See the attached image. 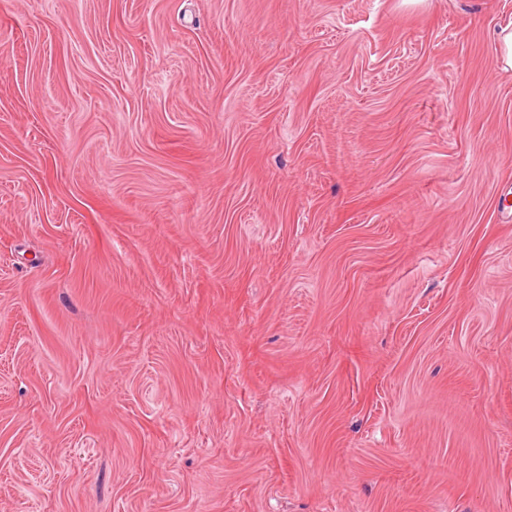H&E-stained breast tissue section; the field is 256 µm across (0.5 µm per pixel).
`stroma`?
Instances as JSON below:
<instances>
[{"instance_id": "obj_1", "label": "stroma", "mask_w": 512, "mask_h": 512, "mask_svg": "<svg viewBox=\"0 0 512 512\" xmlns=\"http://www.w3.org/2000/svg\"><path fill=\"white\" fill-rule=\"evenodd\" d=\"M512 0H0V512H512Z\"/></svg>"}]
</instances>
